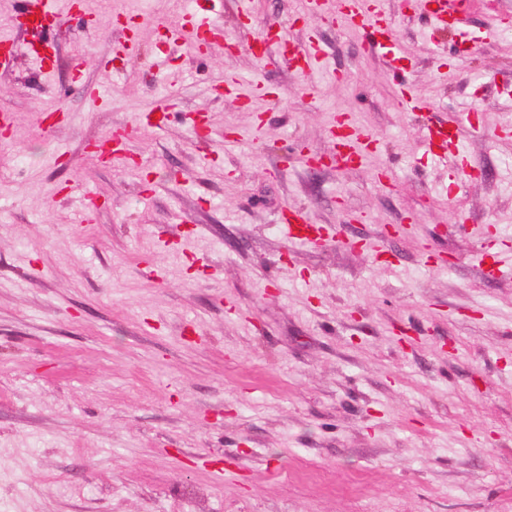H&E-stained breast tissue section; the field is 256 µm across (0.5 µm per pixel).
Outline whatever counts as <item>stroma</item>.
I'll use <instances>...</instances> for the list:
<instances>
[{
	"mask_svg": "<svg viewBox=\"0 0 512 512\" xmlns=\"http://www.w3.org/2000/svg\"><path fill=\"white\" fill-rule=\"evenodd\" d=\"M70 2L46 75L0 0V512H512V26L458 61L380 0L397 83L337 0H87L138 17L130 55ZM187 11L226 44L157 58ZM266 31L321 66L254 54ZM340 117L373 148L306 165ZM462 118L458 176L423 128ZM282 223L289 234L302 240L318 242L316 239L323 234L320 228L310 224L307 213L300 209H288L283 215Z\"/></svg>",
	"mask_w": 512,
	"mask_h": 512,
	"instance_id": "stroma-1",
	"label": "stroma"
}]
</instances>
